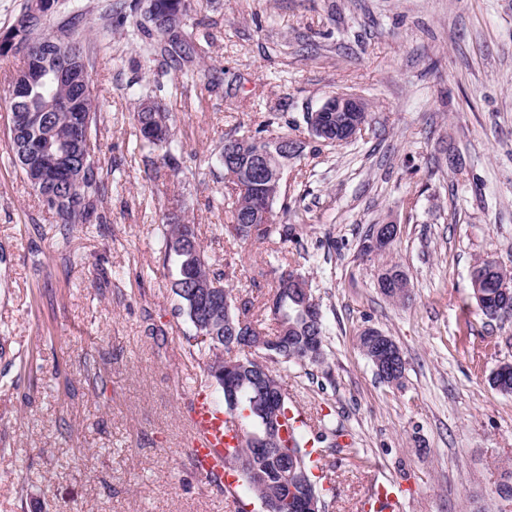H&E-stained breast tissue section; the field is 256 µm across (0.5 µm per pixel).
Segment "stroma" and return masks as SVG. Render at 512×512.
Listing matches in <instances>:
<instances>
[{
    "mask_svg": "<svg viewBox=\"0 0 512 512\" xmlns=\"http://www.w3.org/2000/svg\"><path fill=\"white\" fill-rule=\"evenodd\" d=\"M109 0H59L92 49L95 146L109 170L105 223L70 233L10 162L9 77L0 58V512H230L190 462V397L206 384L176 310L161 223L194 225L226 287L266 298L282 253L296 254L329 325L326 361L281 369L308 416L345 430L327 475V512H371V487H402V512H506L512 395L491 382L512 363V323L487 322L469 270H512V0H191L186 28L210 29L185 78L101 18ZM182 148L179 175L154 169L132 113L154 83ZM352 93L373 120L338 147L305 115ZM268 124L301 147L273 206L282 246L224 234L217 162L225 138ZM390 250L361 255L371 225ZM335 250H328V241ZM397 264L411 297L376 286ZM367 327L391 336L401 385L359 351Z\"/></svg>",
    "mask_w": 512,
    "mask_h": 512,
    "instance_id": "obj_1",
    "label": "stroma"
}]
</instances>
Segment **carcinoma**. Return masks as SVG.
Masks as SVG:
<instances>
[{"instance_id":"carcinoma-1","label":"carcinoma","mask_w":512,"mask_h":512,"mask_svg":"<svg viewBox=\"0 0 512 512\" xmlns=\"http://www.w3.org/2000/svg\"><path fill=\"white\" fill-rule=\"evenodd\" d=\"M152 0H134L130 11L120 16L121 25L127 26L132 39H140L146 47L177 63L179 69L190 71L194 48L185 29L171 35L153 25L148 17V7ZM30 43L33 48H46L48 61L53 63L68 52H77L83 60H88L89 44L84 31L71 17L57 25L56 30L39 20L26 24L14 23L0 31V58L15 56V44ZM164 90L156 83L145 99L133 112V120L139 127L142 139L151 150L157 152L159 164L169 169L173 175L181 172L177 158L180 147L173 144L168 124L169 117L160 93ZM66 94L82 98L80 112H48L51 100ZM10 111L20 117L26 112L43 111L47 122L52 126L59 140L69 139L76 122H82L87 135L79 146L82 160L79 161L77 175L69 180V169L65 166L57 170L53 180L35 182L28 170L29 151L40 145L42 130L20 121L9 124V135L13 157L32 188L38 194L43 207L52 214L55 223L74 227L77 224H90L99 219L97 207L108 191L109 180L103 175L95 147L91 144L92 133L97 131L96 105L92 92L80 86H57L45 84L36 88L30 103L9 104ZM264 129L243 138H226L224 144L233 148L231 164L224 162V154H219L218 162L224 170V179L232 189V223L225 225V233L240 240H269L279 235L280 241H288V226L278 229L275 224L273 204L279 197L281 187L269 188L265 183L253 180L248 172L256 161L257 145H266L271 138L263 136ZM165 256L175 262L176 278L188 277L183 286L173 285L172 292L178 301L179 314L185 317L194 330L189 337V354L206 357L203 372L223 393L224 410L231 413L244 425L243 433H259L263 428L266 400L257 395L253 378H262L265 397L279 394L284 405L281 419L288 420V412L297 410V401L281 383L272 368L276 363H292L300 367L320 366L325 361V349L312 357L304 350L308 337L316 336L325 342L327 333L324 317L310 322L307 313L310 308L321 309L316 302L311 281L303 277L306 290L288 288L286 278L299 270L288 263L282 268L271 296L263 303V311L276 321L274 335H264L258 329L255 319V303L247 300L242 306L236 305L232 289L224 287V273L213 268L203 250L192 224H184L170 219L165 224ZM480 274L481 288L473 293L479 313L489 321L506 322L512 320V301L507 300L497 288L498 273L478 260L470 271V276ZM377 286L387 298L403 302L409 298V282L405 273L396 265L382 269L378 274ZM245 323L254 337L264 339L265 346L253 353H246L230 347H223L217 353L212 344L201 339V335L222 336L227 325ZM377 329L368 327L357 337L360 351L375 368L376 375L388 384L402 383L406 367L386 378L381 375L384 364L382 352L376 344ZM491 384L503 394H512V364L505 363L493 371ZM343 436V427L336 418L327 413L318 424L307 425L294 432L291 445L281 454L259 455L247 445H239L229 458V468L237 470L240 487L248 491L255 501L271 499L272 512H296L294 502L301 496L315 492L326 498L332 489L320 482L311 489L307 481L315 479L313 469L327 466L326 458L336 454ZM317 443L319 459L311 460L312 452L307 444Z\"/></svg>"}]
</instances>
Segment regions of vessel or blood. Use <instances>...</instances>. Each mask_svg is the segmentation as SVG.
Instances as JSON below:
<instances>
[{"mask_svg": "<svg viewBox=\"0 0 512 512\" xmlns=\"http://www.w3.org/2000/svg\"><path fill=\"white\" fill-rule=\"evenodd\" d=\"M242 433L238 420L225 415L203 388H196L192 399L189 451L196 471L204 478H213L227 488H235V477L224 469V456L236 446Z\"/></svg>", "mask_w": 512, "mask_h": 512, "instance_id": "vessel-or-blood-1", "label": "vessel or blood"}]
</instances>
